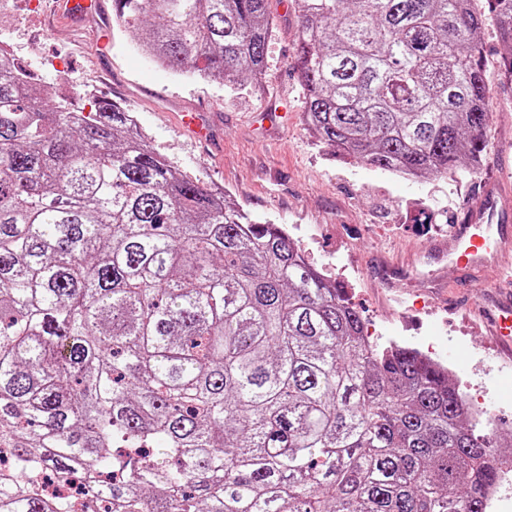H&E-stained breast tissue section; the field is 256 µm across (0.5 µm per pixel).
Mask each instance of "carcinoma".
<instances>
[{
    "label": "carcinoma",
    "instance_id": "obj_1",
    "mask_svg": "<svg viewBox=\"0 0 512 512\" xmlns=\"http://www.w3.org/2000/svg\"><path fill=\"white\" fill-rule=\"evenodd\" d=\"M272 0H113L178 75L260 89ZM294 0L318 141L403 178L476 168L512 0ZM453 380L366 343L342 288L155 152L130 113L49 101L0 53V512H488L509 441Z\"/></svg>",
    "mask_w": 512,
    "mask_h": 512
}]
</instances>
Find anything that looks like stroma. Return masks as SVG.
Here are the masks:
<instances>
[{
    "instance_id": "obj_1",
    "label": "stroma",
    "mask_w": 512,
    "mask_h": 512,
    "mask_svg": "<svg viewBox=\"0 0 512 512\" xmlns=\"http://www.w3.org/2000/svg\"><path fill=\"white\" fill-rule=\"evenodd\" d=\"M276 33L268 46L263 89L172 74L143 56L131 33L110 32L108 58L86 33L59 22L49 8L0 0V42L39 79L51 99L90 111L84 86L131 112L155 150L211 190L224 192L256 221L285 228L308 261L345 289L369 335L397 336L457 359L466 399H480L499 436L512 434V359L491 336L480 308L496 303L499 273L474 277L433 246L449 231L481 183L512 172V85L498 68L505 52L495 27L484 40L492 89L486 150L471 174L410 181L359 164L318 142L305 127L299 79L292 69L297 13L273 0ZM66 68L67 87L56 68ZM286 106L269 118V106ZM205 114L212 134L196 142L179 127L183 111Z\"/></svg>"
}]
</instances>
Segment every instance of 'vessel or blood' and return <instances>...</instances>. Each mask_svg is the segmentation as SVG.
Instances as JSON below:
<instances>
[{
  "mask_svg": "<svg viewBox=\"0 0 512 512\" xmlns=\"http://www.w3.org/2000/svg\"><path fill=\"white\" fill-rule=\"evenodd\" d=\"M55 7L67 23L81 26L92 20H106L112 4L110 0H55ZM463 212V220L454 224L447 240L441 242L442 254L472 272L491 262H503V253L512 248V226L506 223L512 214V202L503 183L485 182ZM503 264L505 278L500 292L505 307L495 321V331L501 343L512 349V264Z\"/></svg>",
  "mask_w": 512,
  "mask_h": 512,
  "instance_id": "obj_1",
  "label": "vessel or blood"
}]
</instances>
